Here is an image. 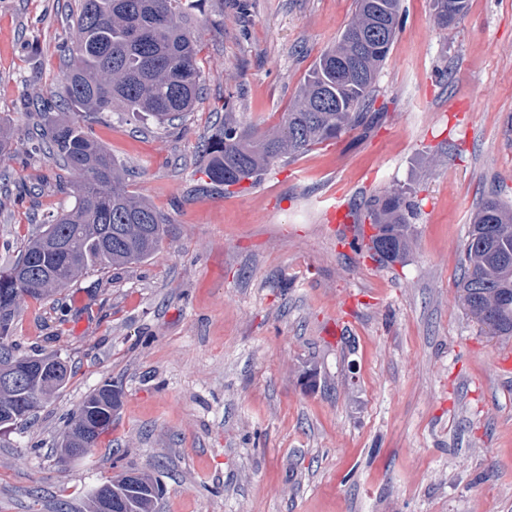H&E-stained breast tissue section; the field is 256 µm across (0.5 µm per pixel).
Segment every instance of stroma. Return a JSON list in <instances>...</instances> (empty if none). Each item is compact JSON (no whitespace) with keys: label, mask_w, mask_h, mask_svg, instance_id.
<instances>
[{"label":"stroma","mask_w":512,"mask_h":512,"mask_svg":"<svg viewBox=\"0 0 512 512\" xmlns=\"http://www.w3.org/2000/svg\"><path fill=\"white\" fill-rule=\"evenodd\" d=\"M78 10L0 0V117L19 141L0 158V267L73 202L72 172L32 148V102L59 91ZM354 13V0H204L191 112L165 128L81 118L165 233L148 259L22 297L17 354L59 355L71 373L0 433V512H85L124 471L158 479L156 512H512V371L498 365L512 338L469 317L457 288L474 213L490 196L512 205V0H470L447 29L430 0H402L364 124L253 180L206 175L225 114L278 126ZM390 192L412 224L393 263L363 245ZM106 381L123 393L110 430L61 461L69 417Z\"/></svg>","instance_id":"35a3bbf8"}]
</instances>
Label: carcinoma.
<instances>
[{
  "label": "carcinoma",
  "instance_id": "carcinoma-1",
  "mask_svg": "<svg viewBox=\"0 0 512 512\" xmlns=\"http://www.w3.org/2000/svg\"><path fill=\"white\" fill-rule=\"evenodd\" d=\"M200 0H81L70 38L75 48L62 73V109L100 114L130 112L173 123L191 111L201 93L196 64L200 33L195 12ZM469 0H431L439 26L453 25ZM401 0H355V15L336 45L321 54L310 71L294 109L276 131L262 132L230 121L211 135L204 153L206 173L215 184L235 185L259 176L279 157H295L313 145L337 138L361 122L374 104L373 88L397 35ZM42 106L41 136L46 148L78 175L72 185L73 206L57 214L29 242L10 268H22L28 278L13 288L0 283V305L16 310L20 297H47L65 288L77 275L140 262L159 248L164 218L145 199L128 190L124 169L92 140L79 122ZM15 146L12 124L0 117V156ZM404 198L390 194L372 210L376 234L372 248L395 262L406 253L411 234ZM59 237L70 245L63 256L48 253L43 241ZM459 290L466 313L493 336L512 337V210L490 197L469 225ZM59 365L55 382L34 377L0 388V415L18 414L39 393L47 399L69 378ZM105 382L90 393L64 431L59 448L82 432L91 440L89 454L112 425L120 392ZM125 475L111 485L126 491L121 512H155L161 495L157 480L137 474L124 485Z\"/></svg>",
  "mask_w": 512,
  "mask_h": 512
}]
</instances>
